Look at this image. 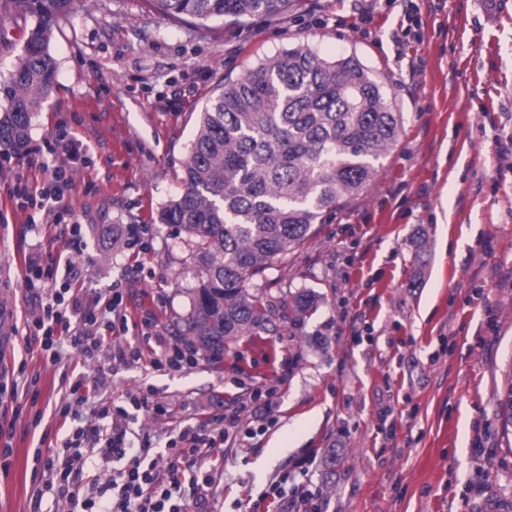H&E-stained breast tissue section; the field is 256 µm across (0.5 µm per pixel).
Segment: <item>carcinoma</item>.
I'll return each mask as SVG.
<instances>
[{"instance_id":"1","label":"carcinoma","mask_w":512,"mask_h":512,"mask_svg":"<svg viewBox=\"0 0 512 512\" xmlns=\"http://www.w3.org/2000/svg\"><path fill=\"white\" fill-rule=\"evenodd\" d=\"M32 20L20 62L0 80V148L23 144L57 70L54 29L73 0H13ZM153 10L199 30L230 17L276 18L288 0H150ZM402 113L354 56L328 60L299 45L264 60L203 108L184 167V190L158 221L176 226L200 271L184 335L219 358L269 331L253 280L300 246L326 211L372 181L397 140Z\"/></svg>"}]
</instances>
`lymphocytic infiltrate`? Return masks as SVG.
<instances>
[{
	"label": "lymphocytic infiltrate",
	"instance_id": "lymphocytic-infiltrate-1",
	"mask_svg": "<svg viewBox=\"0 0 512 512\" xmlns=\"http://www.w3.org/2000/svg\"><path fill=\"white\" fill-rule=\"evenodd\" d=\"M40 153L46 175L42 188H31L20 174L10 194L30 209V225L47 219L71 236H81V225L72 222L62 200L74 182L77 162L85 158L83 144L61 126ZM23 267L25 284L36 302L24 316L26 358L19 361L17 371L25 373L28 359L39 358L60 368L69 383L68 395L53 410L59 444H48L42 437L34 451L40 487L66 493L68 512H210L209 495L224 476V444L237 432L242 416L265 419L268 403L262 391L253 390L224 413L171 426L160 448L154 447L149 431L137 425L143 413L165 422L170 419L168 403L159 400L153 388L122 394L83 416L90 393L112 390L110 376L102 373L90 381L86 368L108 360L116 367L146 363L159 372L196 365V353L161 334L154 311H131V286L81 288L78 272L68 265L59 286L49 288L38 260L25 259ZM68 339L77 350L74 364L61 356ZM109 460L122 463L111 480L95 479L87 490H72L75 475ZM317 497L310 484L292 483L287 473L260 494L261 502L274 512H312Z\"/></svg>",
	"mask_w": 512,
	"mask_h": 512
}]
</instances>
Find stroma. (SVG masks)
I'll list each match as a JSON object with an SVG mask.
<instances>
[{"label": "stroma", "mask_w": 512, "mask_h": 512, "mask_svg": "<svg viewBox=\"0 0 512 512\" xmlns=\"http://www.w3.org/2000/svg\"><path fill=\"white\" fill-rule=\"evenodd\" d=\"M30 20L0 0V80ZM356 57L403 116L371 184L313 225L259 277L271 332L224 356L112 373V394L154 385L173 422L219 413L256 388L267 419L224 447L217 512H251L281 470L312 458L317 512H480L512 503V434L498 412L512 371V0H291L287 14L198 31L145 0H75L55 28L58 63L26 148L67 125L89 146L63 203L82 240L33 227L0 174V304L32 305L18 274L31 254L70 261L87 288L138 279L159 329L177 336L199 268L157 213L184 188L206 101L297 46ZM134 233L142 246L112 247ZM315 308L297 317L294 298ZM15 423L0 512H63L32 481L33 434Z\"/></svg>", "instance_id": "obj_1"}]
</instances>
